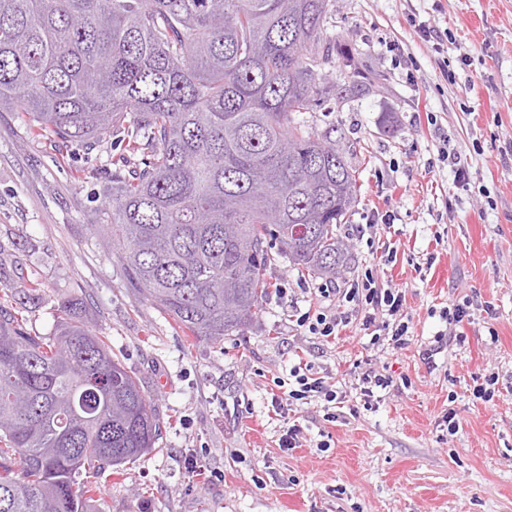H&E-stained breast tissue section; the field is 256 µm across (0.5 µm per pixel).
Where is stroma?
<instances>
[{
  "instance_id": "stroma-1",
  "label": "stroma",
  "mask_w": 512,
  "mask_h": 512,
  "mask_svg": "<svg viewBox=\"0 0 512 512\" xmlns=\"http://www.w3.org/2000/svg\"><path fill=\"white\" fill-rule=\"evenodd\" d=\"M415 20L447 32L441 51ZM327 26L336 50L322 79L343 85L349 53L374 81L369 95L305 115L337 148L359 149L360 196L340 228L346 266L328 281L276 261L266 278L287 282V297L270 296L220 342L188 341L108 238L109 174L138 157L113 140L84 150L32 133L21 110L0 112V305L40 282L46 296L28 305L25 327L50 336L60 299L79 298L164 421L160 452L93 476L95 512H512V167L501 156L512 139V0H332ZM446 136L466 146L469 186L442 159ZM377 213L391 223L361 238ZM368 269L405 293L407 348L372 346L361 309L321 293ZM466 300L471 321L454 330L441 313ZM311 308L352 321L336 338L311 336L297 325ZM301 361L346 399L332 422L318 402L295 404L303 438L284 451L289 418L271 397ZM369 369L392 384L367 410L356 386ZM493 372V401L474 399L476 379ZM449 409L453 436L439 426Z\"/></svg>"
}]
</instances>
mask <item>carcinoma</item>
Here are the masks:
<instances>
[{
    "instance_id": "1",
    "label": "carcinoma",
    "mask_w": 512,
    "mask_h": 512,
    "mask_svg": "<svg viewBox=\"0 0 512 512\" xmlns=\"http://www.w3.org/2000/svg\"><path fill=\"white\" fill-rule=\"evenodd\" d=\"M330 0H0V112L84 146L141 155L106 191L112 243L138 290L197 339L254 322L285 258L334 275L358 200L353 154L305 112L342 92L318 56L335 49ZM52 336L0 306V512H92L82 473L156 449L162 422L76 299Z\"/></svg>"
}]
</instances>
